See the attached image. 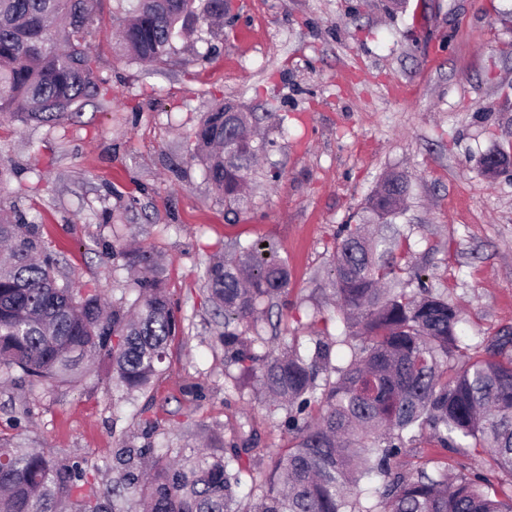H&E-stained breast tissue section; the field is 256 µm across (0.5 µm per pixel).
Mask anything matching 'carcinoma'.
Returning a JSON list of instances; mask_svg holds the SVG:
<instances>
[{
  "mask_svg": "<svg viewBox=\"0 0 512 512\" xmlns=\"http://www.w3.org/2000/svg\"><path fill=\"white\" fill-rule=\"evenodd\" d=\"M123 49L162 63L190 35H212L224 0H133ZM97 0H0V116L21 125L59 122L103 81L85 46ZM227 103L206 113L193 136L207 181L224 201L247 200L244 182L263 146L249 136L251 112ZM410 181L388 174L366 212L390 223L405 212ZM371 221L345 225L333 246L343 341L357 352L342 366L331 347L310 355L283 336L276 352L260 353V330L288 294V263L259 242L235 241L208 256L209 300L224 312L227 363L234 386L258 392L285 413L290 448L253 456L249 421L227 444L218 425H197L205 447L169 456L151 443L125 440L115 454L117 483L91 494L82 463L0 437V512H512V495L477 472L448 475V464L397 470L424 434L443 448L487 455L512 482V330H500L483 354L455 363L458 305L418 281L400 286L392 243L367 236ZM133 276L137 298L107 303L94 288L78 289L42 250L38 226L19 224L0 203V380L22 387L76 383L87 362L109 364L112 388L144 393L163 374L169 342L180 325L164 287L163 269L147 249L112 245ZM258 493L243 504L242 475ZM377 476L376 503L357 500L360 481Z\"/></svg>",
  "mask_w": 512,
  "mask_h": 512,
  "instance_id": "obj_1",
  "label": "carcinoma"
}]
</instances>
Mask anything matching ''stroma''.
Segmentation results:
<instances>
[{"mask_svg":"<svg viewBox=\"0 0 512 512\" xmlns=\"http://www.w3.org/2000/svg\"><path fill=\"white\" fill-rule=\"evenodd\" d=\"M124 0H98L87 35L107 94L55 124L0 122V197L42 241L75 286L110 301L129 284L114 238L162 256L180 321L165 373L145 393L114 391L95 363L50 391L0 387V436L82 458L95 486L112 484L123 439L152 425L155 447L195 446L189 424H217L232 440L240 421L254 452L288 447L283 414L226 379L202 272L207 255L238 240L272 245L290 284L273 313L303 353L331 334L333 364L348 361L334 304L331 247L360 221L381 177L408 175L395 252L409 287L426 281L456 302L457 362L512 329V171L484 172L490 149L512 145V0H229L217 38L178 45L164 63L132 60L118 43ZM230 102L259 118L266 142L249 174L250 204L231 213L206 180L190 139L206 112ZM31 412L14 417L20 402ZM487 472L424 439L397 461L428 458Z\"/></svg>","mask_w":512,"mask_h":512,"instance_id":"1","label":"stroma"}]
</instances>
